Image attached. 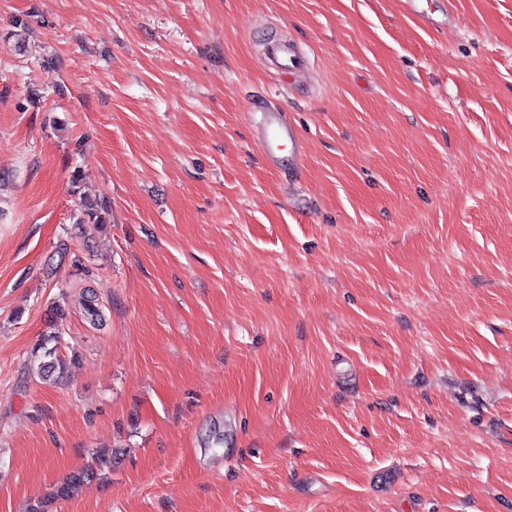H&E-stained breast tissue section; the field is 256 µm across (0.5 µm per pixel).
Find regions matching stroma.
<instances>
[{
  "instance_id": "35a3bbf8",
  "label": "stroma",
  "mask_w": 512,
  "mask_h": 512,
  "mask_svg": "<svg viewBox=\"0 0 512 512\" xmlns=\"http://www.w3.org/2000/svg\"><path fill=\"white\" fill-rule=\"evenodd\" d=\"M420 5L0 0V512H512V0ZM256 124L261 132L260 142L265 156L271 164L278 165L280 160L275 150L280 148L285 138L291 142L296 139L295 128L285 122L280 112H259ZM79 207L77 221L80 224H106L112 212L111 202L107 198L98 200L83 198L79 202ZM61 324H58L55 326L54 332H50L49 335H47L42 342L39 344V348L35 351L32 356L35 358L37 357V353L41 350L42 351V358L43 359H50V360H44L39 363L37 367V375L41 377L43 380H46V378L50 377L55 373V371L59 370L58 374L64 373V362L61 358L56 357V345L60 342L62 331L59 329V326ZM54 342L55 344L52 347H48V344ZM95 476L96 473L92 468L69 475L63 481L61 486L57 488L55 493H53L52 496H50V499L48 498L46 500L38 501L37 505L34 506V508L32 509V512H48V508L50 506L52 499L63 498L68 496L76 485Z\"/></svg>"
}]
</instances>
